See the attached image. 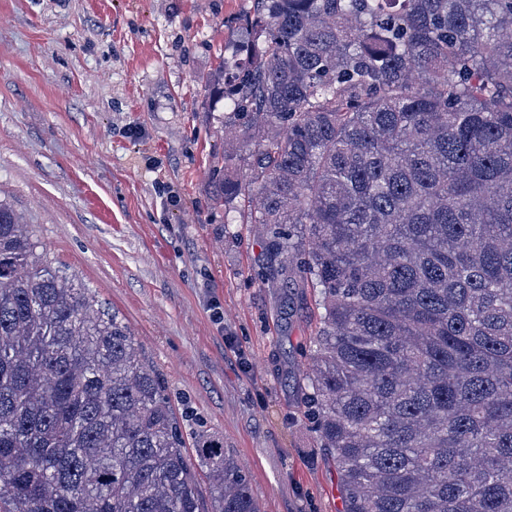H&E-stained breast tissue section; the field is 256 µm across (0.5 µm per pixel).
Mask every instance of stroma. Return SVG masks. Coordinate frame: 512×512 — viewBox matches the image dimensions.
Here are the masks:
<instances>
[{"label": "stroma", "instance_id": "stroma-1", "mask_svg": "<svg viewBox=\"0 0 512 512\" xmlns=\"http://www.w3.org/2000/svg\"><path fill=\"white\" fill-rule=\"evenodd\" d=\"M253 0H0V198L91 288L240 463L260 512H342L299 404L319 317L265 278L261 227L213 199L204 85Z\"/></svg>", "mask_w": 512, "mask_h": 512}]
</instances>
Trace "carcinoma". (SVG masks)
<instances>
[{
  "label": "carcinoma",
  "mask_w": 512,
  "mask_h": 512,
  "mask_svg": "<svg viewBox=\"0 0 512 512\" xmlns=\"http://www.w3.org/2000/svg\"><path fill=\"white\" fill-rule=\"evenodd\" d=\"M214 200L320 309L302 379L344 512H512V0H254ZM0 199V512H259ZM211 479L209 496L197 470Z\"/></svg>",
  "instance_id": "obj_1"
}]
</instances>
